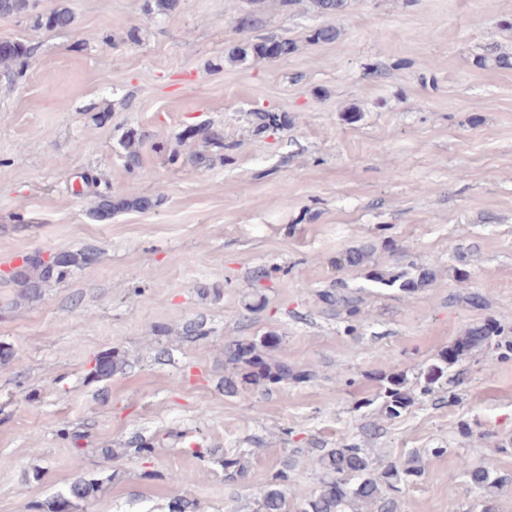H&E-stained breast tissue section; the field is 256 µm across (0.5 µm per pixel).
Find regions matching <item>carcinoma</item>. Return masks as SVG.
<instances>
[{"label":"carcinoma","instance_id":"cac0c4a2","mask_svg":"<svg viewBox=\"0 0 512 512\" xmlns=\"http://www.w3.org/2000/svg\"><path fill=\"white\" fill-rule=\"evenodd\" d=\"M179 0H148V10L156 15H172ZM313 10L318 14L337 15L346 6V0H311ZM29 7V0H0V16L20 14ZM73 21L67 10H56L38 19V25L49 30L65 29ZM339 30L334 25L317 27L311 31L313 42L331 43L336 40ZM296 51V43L283 37L267 36L248 40L235 47L229 59L244 61L248 57L277 58ZM31 55V48L21 41L0 42V67L7 75H20ZM254 131L258 134L277 132L288 127L286 113L270 110H257L251 113ZM191 137L201 139L204 146L225 147L224 133L210 126L200 125L192 128ZM152 138L147 131L130 129L121 135L119 144L123 149L126 170L138 177L148 178L151 172L143 165L139 152L140 145ZM156 206V202L147 196H123L116 200L112 194L96 196L90 215L97 220H105L112 215L128 210L147 211ZM98 259L92 249L77 253H55L44 258L37 252L26 258L23 269L15 275V282L30 295L39 288V284L51 279H63L76 266H87ZM374 262V247L362 244L345 252L338 265L348 267H366ZM416 275L407 273L391 274L380 269H372L371 281L382 286H396L404 291H413L432 283L435 279L433 269L426 266L415 267ZM324 304L338 309L347 322L346 332L353 335L364 320L365 313L361 299L339 292L327 290L321 294ZM279 336L271 334L260 341L231 340L224 345V395L234 397L250 386H263L267 389L282 385L290 380H302L308 377L305 371L290 367L267 356L265 351L275 350L280 345ZM483 347L494 350L501 359H512V334L494 324L477 325L465 335L457 338L453 352L443 351L433 359L427 371L417 377L415 388L419 395L434 393L440 381L449 385L453 380L447 378L451 368L470 357L473 351ZM125 360L117 352H107L96 358L92 375L107 379L122 368ZM403 374L394 372L379 379L378 398L382 400L384 413L389 418H398L412 403V398L404 390ZM319 465L323 470L319 488L309 497L290 503L288 469L275 471L258 500L256 512H348L355 503H371L386 497L391 490L398 489L401 483L409 484L422 476V468L417 462L394 460L375 472L374 462L364 449L354 442L344 443L338 448H330L320 456ZM459 467L469 479L472 488L488 492L496 487L499 478L479 464L464 458ZM247 465L242 456L224 457V478L230 482L246 479ZM99 485L93 481L79 479L73 482L66 493L59 494L41 505V512H74L76 503L95 497Z\"/></svg>","mask_w":512,"mask_h":512}]
</instances>
